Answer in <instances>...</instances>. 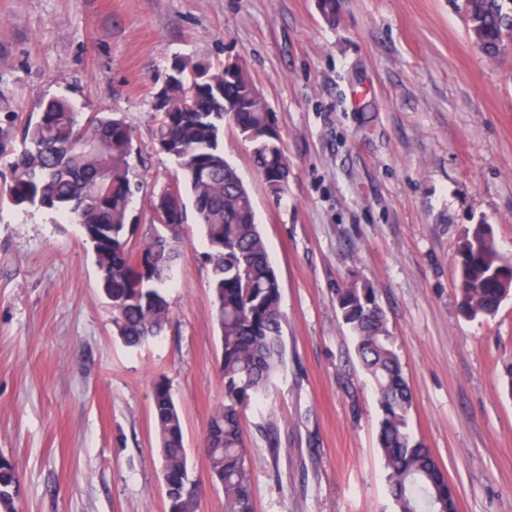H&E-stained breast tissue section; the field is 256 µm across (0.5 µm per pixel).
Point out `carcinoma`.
<instances>
[{
	"instance_id": "1",
	"label": "carcinoma",
	"mask_w": 512,
	"mask_h": 512,
	"mask_svg": "<svg viewBox=\"0 0 512 512\" xmlns=\"http://www.w3.org/2000/svg\"><path fill=\"white\" fill-rule=\"evenodd\" d=\"M463 10L473 46L497 57L512 40V0H467ZM167 84L168 94L154 97L155 137L159 150L177 162L183 182L157 194L148 224L131 214L138 188L130 164L131 125L114 112L94 113L82 122L64 96L39 103L24 122L21 149L14 152L0 194L17 208L58 211L79 225L112 306L113 335L128 347L160 335L172 319L165 288L184 243L183 194L189 195L208 248L221 333L224 402L208 426L210 473L223 490L224 512H253L243 419L283 363L281 292L252 198L224 158V126L250 144L257 171L276 198L288 190L290 164L274 114L255 94L242 62L229 74L181 59L169 70ZM457 267L462 314L496 315L512 295V259L497 251L490 225H477L463 240ZM337 305L377 393V443L397 512H457L455 486L409 430L412 394L374 288H341ZM151 397L167 498L182 512H193L195 486L181 415L166 379L154 382ZM21 484L15 462L1 454L0 512H17Z\"/></svg>"
}]
</instances>
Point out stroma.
I'll return each instance as SVG.
<instances>
[{"label":"stroma","mask_w":512,"mask_h":512,"mask_svg":"<svg viewBox=\"0 0 512 512\" xmlns=\"http://www.w3.org/2000/svg\"><path fill=\"white\" fill-rule=\"evenodd\" d=\"M239 58L290 161L274 200L249 145L224 129L281 288L285 363L244 417L254 512H392L374 385L336 291L368 283L412 389L409 426L457 490L458 512H512V298L466 318L464 235L488 224L512 259V41L487 58L462 0H0V116L67 96L124 113L151 203L177 165L155 140L153 95L178 58ZM165 293L170 326L112 334L77 224L0 200V453L24 482L18 512H168L151 389L183 422L195 512H224L204 447L224 400L206 247L194 210ZM274 421L280 451L259 427Z\"/></svg>","instance_id":"obj_1"}]
</instances>
